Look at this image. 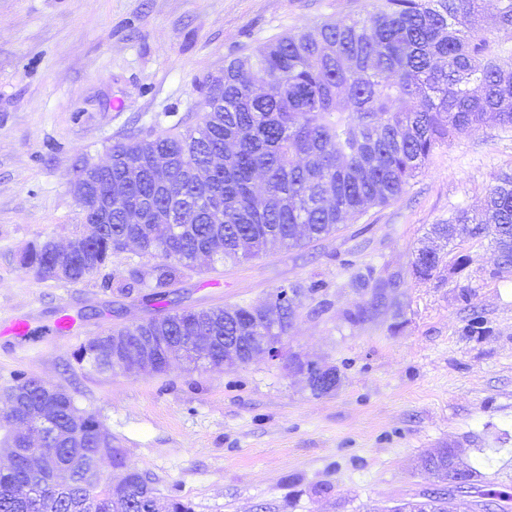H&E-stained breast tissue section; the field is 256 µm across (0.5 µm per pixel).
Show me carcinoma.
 Segmentation results:
<instances>
[{
    "mask_svg": "<svg viewBox=\"0 0 512 512\" xmlns=\"http://www.w3.org/2000/svg\"><path fill=\"white\" fill-rule=\"evenodd\" d=\"M494 36L483 25L486 0H381L365 17L325 20L269 40L202 82L209 111L196 126L154 138L132 134L112 144V172L79 170L74 193L86 224L102 225L95 243L98 265L76 266L71 281L100 272L129 236L148 242L156 287L165 288L224 240L220 260L237 261L268 248L295 246L336 231L349 218L399 197L448 135L495 124L512 127V0H495ZM224 164L198 177L212 155ZM169 181L152 177L157 163ZM134 177L124 198L108 201L109 181ZM467 232L489 237L499 267L512 268V173L496 178L479 213L461 210L431 234L451 241ZM56 258L54 242L35 246L29 263ZM440 258L415 250L414 275H433ZM392 279L378 280L356 322L377 309ZM162 336L212 337L209 354L224 359V308H170L123 327ZM89 338L79 359L113 371L107 336ZM13 388L48 404L64 427L76 411L68 392L24 375ZM105 459L88 441L68 481L55 480L46 458L42 481L32 482L28 459L16 454L0 470V512H138L158 496L137 474L112 499ZM502 512L512 492L482 493Z\"/></svg>",
    "mask_w": 512,
    "mask_h": 512,
    "instance_id": "cac0c4a2",
    "label": "carcinoma"
}]
</instances>
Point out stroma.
Segmentation results:
<instances>
[{
    "mask_svg": "<svg viewBox=\"0 0 512 512\" xmlns=\"http://www.w3.org/2000/svg\"><path fill=\"white\" fill-rule=\"evenodd\" d=\"M379 0H0V416L18 375L75 397L112 436L127 470L192 512H390L435 480L423 457L458 448L480 473L453 501L478 512L479 493L512 490V271L490 238L433 237L432 225L483 204L512 173V128L453 134L406 192L327 237L218 267L198 261L169 286L182 308L265 305L276 289L308 288L282 355L192 370L102 373L80 362L89 337L156 314L151 280L117 297L104 281L150 261L112 256L84 281L44 279L31 245L66 246L83 229L73 183L108 159L130 129L157 136L194 127L207 76L258 43L325 19L362 17ZM441 262L416 279V247ZM397 280L383 305L353 323L366 282ZM74 322L59 335L61 316ZM337 367L315 394L293 358Z\"/></svg>",
    "mask_w": 512,
    "mask_h": 512,
    "instance_id": "stroma-1",
    "label": "stroma"
}]
</instances>
